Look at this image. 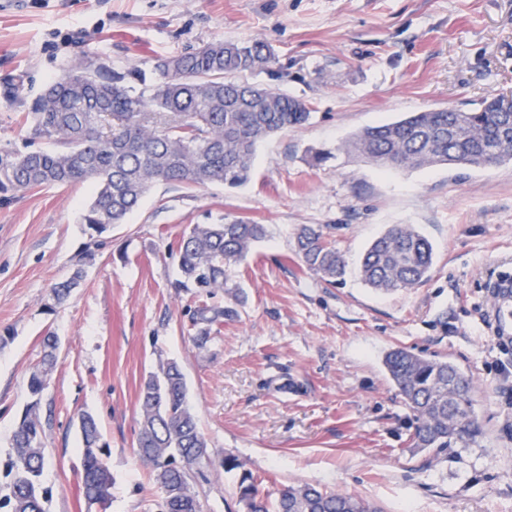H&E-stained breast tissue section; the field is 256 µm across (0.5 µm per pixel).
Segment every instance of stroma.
<instances>
[{
	"mask_svg": "<svg viewBox=\"0 0 512 512\" xmlns=\"http://www.w3.org/2000/svg\"><path fill=\"white\" fill-rule=\"evenodd\" d=\"M215 39L266 43L276 63L247 81L311 110L259 145L245 186L156 184L96 237L81 221L90 185L0 198V485L51 334L58 362L39 406L48 512H153L134 450L138 396L171 359L212 456L242 465L199 487L202 512H244L243 471L273 496L311 483L382 512H512V347L493 333L486 288L512 273V160L383 172L343 150L365 127L512 93V0H0V144L38 149L18 117L84 53L147 70ZM232 219L265 225L266 237L228 272L236 317L200 348L176 241L189 225ZM393 224L414 225L435 255L426 283L387 294L357 267ZM305 227L334 241L350 267L343 282L302 263ZM75 275L55 304L53 286ZM397 347L473 377L476 443L436 457L411 448L413 415L382 363ZM284 381L295 386L285 398ZM85 411L110 449L104 507L82 489Z\"/></svg>",
	"mask_w": 512,
	"mask_h": 512,
	"instance_id": "35a3bbf8",
	"label": "stroma"
}]
</instances>
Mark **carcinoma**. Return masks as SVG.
<instances>
[{
    "mask_svg": "<svg viewBox=\"0 0 512 512\" xmlns=\"http://www.w3.org/2000/svg\"><path fill=\"white\" fill-rule=\"evenodd\" d=\"M275 63L260 41H210L188 53L157 59L149 72L117 71L96 52L69 65L22 114L20 123L47 148L18 152L0 146V194L35 187L69 188L91 182L95 192L83 221L101 233L124 223L157 183L228 188L251 177L258 144L307 122L301 100L238 76ZM505 96L483 99L468 109L441 108L352 134L350 156L381 169L414 170L439 165L487 167L512 160V112ZM265 236L264 225L234 219L195 224L177 241L180 288L201 297L191 320L199 346L237 314L229 304L209 302L224 290L229 268L243 260ZM303 264L322 279L342 280L346 261L319 229L304 228L296 239ZM433 266V245L410 224H397L365 250L362 280L376 291L416 288ZM79 275L56 284L52 295L66 301ZM43 359L31 373L32 401L12 439L8 476L0 490V512H47L42 475L47 460L39 404L44 383L57 361L58 340L45 339ZM383 365L414 416L411 447L439 455L479 435L473 415V383L457 365L434 355L398 347ZM83 443V494L106 505L112 474L96 420L79 415ZM208 442L187 402L181 366L160 365L139 393L136 456L157 488L158 512H201L195 486L213 465ZM263 480L241 474L238 498L247 512H380L365 499L305 484L282 489L274 500L262 494Z\"/></svg>",
    "mask_w": 512,
    "mask_h": 512,
    "instance_id": "obj_1",
    "label": "carcinoma"
}]
</instances>
